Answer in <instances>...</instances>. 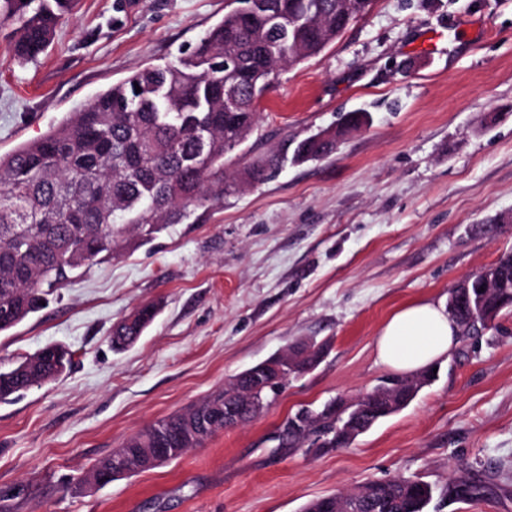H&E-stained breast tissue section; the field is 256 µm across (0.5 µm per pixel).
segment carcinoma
I'll use <instances>...</instances> for the list:
<instances>
[{
	"mask_svg": "<svg viewBox=\"0 0 512 512\" xmlns=\"http://www.w3.org/2000/svg\"><path fill=\"white\" fill-rule=\"evenodd\" d=\"M75 0H0V20L17 23L12 49L19 60H33L52 43L57 27ZM373 0H228L224 17L213 24L177 63L138 67L124 80L97 94L78 112L36 140L0 155V333L43 308L47 291L68 281L93 262H103L126 248L123 236L139 244L152 241L167 224H181L192 210L224 198V159L247 141L257 106L271 91L285 66L319 54L354 19L368 13ZM141 92H136V88ZM237 91L238 103L224 105ZM365 123L350 112L331 139L308 137L293 159L330 155L336 138ZM288 160L286 147L260 156L245 170L243 183L261 184ZM491 268L497 281L492 294L470 284L449 289L456 297L448 314L462 335L474 336L512 307V253ZM155 315L149 307L112 328V347L134 345ZM60 376L56 362L37 364L25 357L0 368V400ZM239 385L217 391L193 407L200 411L224 404ZM381 397L369 403L364 422L386 417ZM184 413H176L130 437L114 455L139 473L151 468L146 449L155 432L176 431ZM340 414L331 403L308 410L307 422L290 426L282 442L321 448L336 444ZM448 496L477 501L482 487L461 481ZM433 497L426 482L394 477L366 483L346 497L311 500L303 512H424Z\"/></svg>",
	"mask_w": 512,
	"mask_h": 512,
	"instance_id": "cac0c4a2",
	"label": "carcinoma"
}]
</instances>
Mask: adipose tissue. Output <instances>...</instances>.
Segmentation results:
<instances>
[{
	"label": "adipose tissue",
	"instance_id": "adipose-tissue-1",
	"mask_svg": "<svg viewBox=\"0 0 512 512\" xmlns=\"http://www.w3.org/2000/svg\"><path fill=\"white\" fill-rule=\"evenodd\" d=\"M460 334L445 308L418 301L395 311L375 338L379 361L401 373H415L448 355Z\"/></svg>",
	"mask_w": 512,
	"mask_h": 512
}]
</instances>
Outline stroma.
<instances>
[{
    "mask_svg": "<svg viewBox=\"0 0 512 512\" xmlns=\"http://www.w3.org/2000/svg\"><path fill=\"white\" fill-rule=\"evenodd\" d=\"M225 0H78L37 59L0 32V154L37 139L148 63L178 60ZM322 159L196 209L93 263L0 334V366L48 343L72 362L0 402V512H302L393 476L432 484L427 512H512V311L459 338L399 413L345 448L279 447L289 415L391 377L375 338L418 300L512 251V0H374L321 53L284 68L224 170L340 125ZM159 305L129 349L112 327ZM299 341L326 344L262 415L166 465L89 488L135 432ZM472 477L487 499L450 498Z\"/></svg>",
    "mask_w": 512,
    "mask_h": 512,
    "instance_id": "obj_1",
    "label": "stroma"
}]
</instances>
